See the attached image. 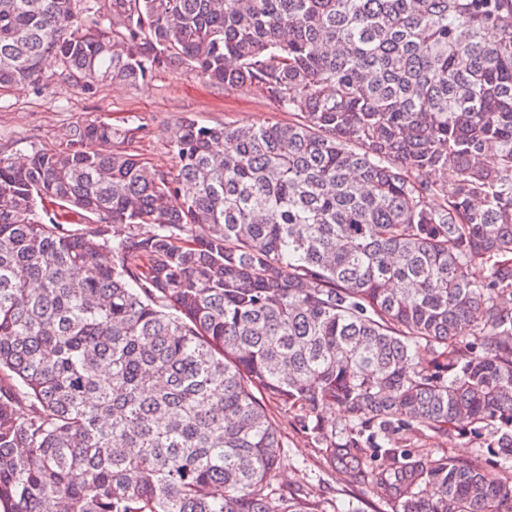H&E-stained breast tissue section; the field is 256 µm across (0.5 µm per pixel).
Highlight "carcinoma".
<instances>
[{
	"mask_svg": "<svg viewBox=\"0 0 512 512\" xmlns=\"http://www.w3.org/2000/svg\"><path fill=\"white\" fill-rule=\"evenodd\" d=\"M53 67L293 119L186 117L170 170L96 119L0 153V512H329L279 482L267 400L388 459L395 512H512V0H0V87ZM451 430L495 471L398 464Z\"/></svg>",
	"mask_w": 512,
	"mask_h": 512,
	"instance_id": "obj_1",
	"label": "carcinoma"
}]
</instances>
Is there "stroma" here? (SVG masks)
Here are the masks:
<instances>
[{
  "label": "stroma",
  "mask_w": 512,
  "mask_h": 512,
  "mask_svg": "<svg viewBox=\"0 0 512 512\" xmlns=\"http://www.w3.org/2000/svg\"><path fill=\"white\" fill-rule=\"evenodd\" d=\"M199 123H285L280 110L258 89H224L206 84L193 70H157L137 85L107 83L87 96L68 87L62 76H51L36 86L0 89V152L24 156L36 149L63 148L70 126L85 119H102L131 129L126 150L146 158L156 168L173 164L171 149L182 117ZM268 411L277 421L284 441L279 477L299 490L335 505L336 512H392L373 496L363 477L345 459L332 456L314 435L301 428L295 413L271 403ZM415 459L439 458L448 453L464 462L486 459L479 439L457 434L406 441Z\"/></svg>",
  "instance_id": "35a3bbf8"
}]
</instances>
